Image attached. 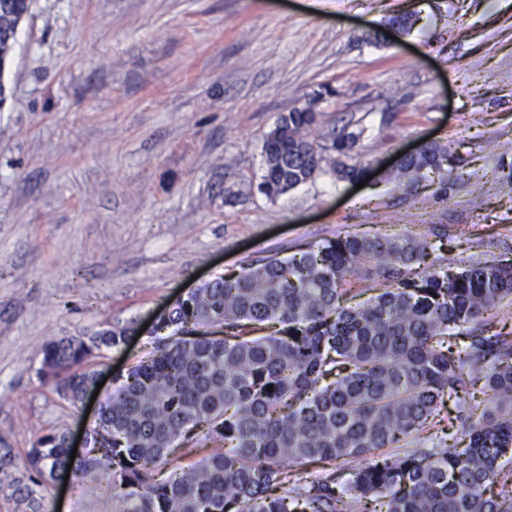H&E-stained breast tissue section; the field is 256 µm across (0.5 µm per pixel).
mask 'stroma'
I'll list each match as a JSON object with an SVG mask.
<instances>
[{
	"label": "stroma",
	"instance_id": "35a3bbf8",
	"mask_svg": "<svg viewBox=\"0 0 512 512\" xmlns=\"http://www.w3.org/2000/svg\"><path fill=\"white\" fill-rule=\"evenodd\" d=\"M0 81V438L16 459L97 418L40 385L48 340L144 326L346 232L444 224L449 261L512 264V0H34ZM315 96L318 134L362 130L369 180L268 198L264 139ZM429 142L447 184H399L393 157ZM142 350L96 361L97 403ZM45 497L113 512L93 476Z\"/></svg>",
	"mask_w": 512,
	"mask_h": 512
}]
</instances>
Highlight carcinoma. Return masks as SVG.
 Returning <instances> with one entry per match:
<instances>
[{
    "mask_svg": "<svg viewBox=\"0 0 512 512\" xmlns=\"http://www.w3.org/2000/svg\"><path fill=\"white\" fill-rule=\"evenodd\" d=\"M31 6L0 0V69ZM318 117L295 107L266 135V196L336 171L310 136ZM361 137H333L347 160L338 180L362 171ZM447 160L428 143L399 160L396 179L446 183ZM437 238L448 225L338 235L201 285L157 317L89 428L86 456L70 460L56 431L16 473L0 448V491L46 512L35 487L95 472L112 485L114 512H512V345L474 328L512 297V265L455 269L436 255ZM362 283L375 295L353 306ZM136 331L47 342L37 376L77 409L95 387L92 361ZM479 380L489 403L462 432L465 446L422 447L445 403H465ZM185 442L210 453L159 477ZM308 463L320 464L315 476L292 471Z\"/></svg>",
    "mask_w": 512,
    "mask_h": 512,
    "instance_id": "1",
    "label": "carcinoma"
}]
</instances>
